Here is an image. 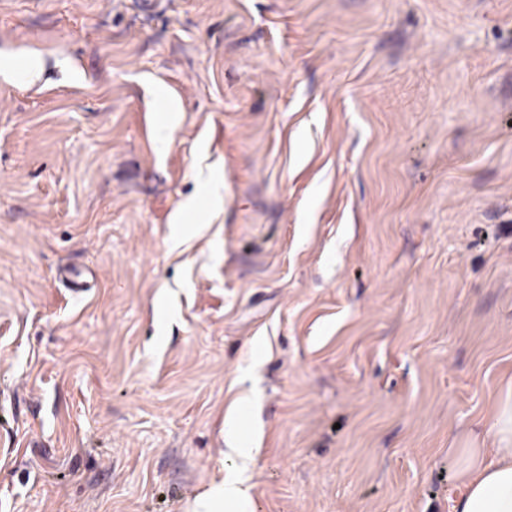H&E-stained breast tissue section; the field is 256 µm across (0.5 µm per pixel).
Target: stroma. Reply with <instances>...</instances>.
Returning a JSON list of instances; mask_svg holds the SVG:
<instances>
[{
    "instance_id": "35a3bbf8",
    "label": "stroma",
    "mask_w": 512,
    "mask_h": 512,
    "mask_svg": "<svg viewBox=\"0 0 512 512\" xmlns=\"http://www.w3.org/2000/svg\"><path fill=\"white\" fill-rule=\"evenodd\" d=\"M511 381L512 0H0V512L233 410L254 512H453Z\"/></svg>"
}]
</instances>
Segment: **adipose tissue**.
<instances>
[{
  "mask_svg": "<svg viewBox=\"0 0 512 512\" xmlns=\"http://www.w3.org/2000/svg\"><path fill=\"white\" fill-rule=\"evenodd\" d=\"M225 425L234 464L225 478L197 499L194 512H253L243 471L254 450L240 436L234 417H227ZM454 512H512V386L500 401L480 448L473 451Z\"/></svg>",
  "mask_w": 512,
  "mask_h": 512,
  "instance_id": "1",
  "label": "adipose tissue"
}]
</instances>
